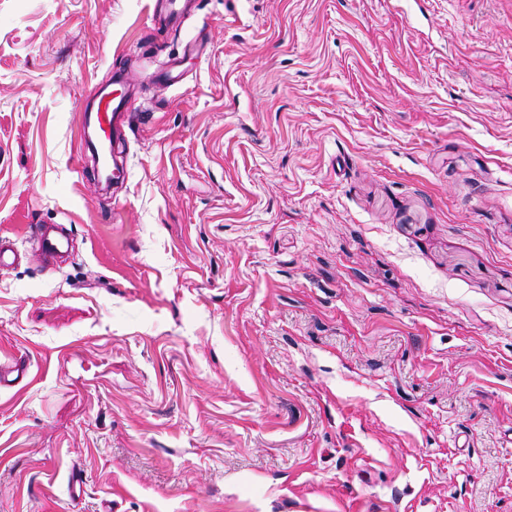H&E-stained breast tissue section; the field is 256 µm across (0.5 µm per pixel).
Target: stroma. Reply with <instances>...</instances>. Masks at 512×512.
Masks as SVG:
<instances>
[{"label":"stroma","mask_w":512,"mask_h":512,"mask_svg":"<svg viewBox=\"0 0 512 512\" xmlns=\"http://www.w3.org/2000/svg\"><path fill=\"white\" fill-rule=\"evenodd\" d=\"M154 4L0 0V512H512V0ZM132 111L128 109V99L124 94L103 89L99 94L94 113L84 115L85 123L92 121L98 130L95 149L104 155L111 149L110 133L112 130V147L121 141L122 128L129 121ZM31 237L37 240L38 248L33 256L36 257L44 270L48 269L50 259L63 253L64 238L51 226L44 224L30 225Z\"/></svg>","instance_id":"35a3bbf8"}]
</instances>
